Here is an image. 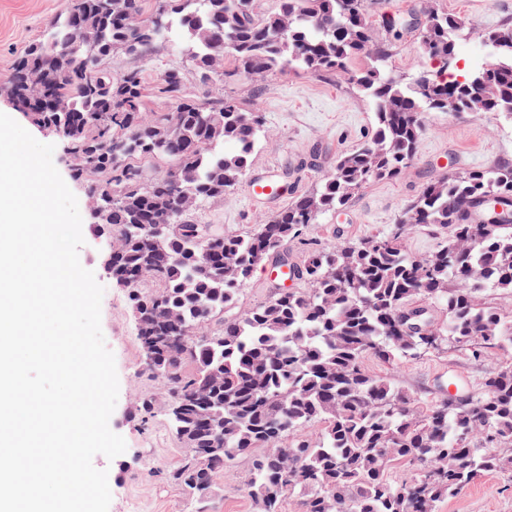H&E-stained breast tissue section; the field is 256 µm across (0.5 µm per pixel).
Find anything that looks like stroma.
<instances>
[{
  "mask_svg": "<svg viewBox=\"0 0 512 512\" xmlns=\"http://www.w3.org/2000/svg\"><path fill=\"white\" fill-rule=\"evenodd\" d=\"M464 29L457 40V61L466 71L487 54L484 37L496 28L512 25V0H439ZM67 0H0V74L7 73L26 47L64 12ZM171 33L156 53L141 58L118 54L108 62L113 73L138 65L147 84H156L165 68L181 65L185 56ZM390 70L414 75L433 73L439 63L422 55L415 37L393 40ZM187 85L201 97L231 96L246 109H257L263 135L256 144L247 179L262 176L269 168L283 172L290 196L311 191L332 169L339 154L359 148L370 139L375 114L368 101L357 94L344 75L315 76L292 70H277L263 80L228 78L202 84L188 72ZM0 112L6 113L38 141L54 146L53 162L76 195L83 213L84 243L79 249L81 265L92 270L103 286L101 327L112 351L119 379V397L110 418V428L121 435L126 451L114 459L96 455L93 464L109 472L112 500L109 512H194L182 491L168 474L179 463L184 448L171 430L168 408L171 398L161 379L143 369L144 355L137 338L128 292L116 286L103 267V251L109 236L87 219L83 183L73 180V159L66 142L51 129L35 125L0 95ZM512 163V119L489 112H425L417 156L399 177L379 179L362 188L341 214H326L310 225L301 239L289 242L283 253L296 261L310 248H324L343 240H360L390 230L400 220L406 205L422 186L442 168L482 170ZM273 203L254 204L238 185L224 197L199 204L189 216L194 224H210L223 233L241 234L252 224L276 213ZM500 351L478 359L467 350L452 348L420 356L402 368L368 357L367 371L392 376L416 394L421 405L448 395V376L455 373L480 391L489 369L499 363ZM152 399L154 415L144 418L142 402ZM250 458L242 456L217 481L218 491L208 512H253L247 482ZM438 512H512V474L476 478L457 497L440 503Z\"/></svg>",
  "mask_w": 512,
  "mask_h": 512,
  "instance_id": "1",
  "label": "stroma"
}]
</instances>
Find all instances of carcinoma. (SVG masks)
Segmentation results:
<instances>
[{
	"mask_svg": "<svg viewBox=\"0 0 512 512\" xmlns=\"http://www.w3.org/2000/svg\"><path fill=\"white\" fill-rule=\"evenodd\" d=\"M393 36L418 32L420 52L457 55L461 23L421 0L416 26L386 21ZM205 82L258 81L294 67L347 72L375 107L362 147L336 158L316 189L253 225L224 235L191 224L201 201L242 182L262 131L259 116L232 97L188 92L181 66L152 89L131 67L105 61L155 52L173 28ZM497 53L480 70L407 77L386 70L364 0H68L59 19L13 65L0 94L84 156L73 177L86 194L112 192L94 214L112 237V280L126 284L145 371L166 382L168 412L185 455L171 480L205 512L217 477L253 448L248 495L254 512H281L285 493L305 512H436L482 474L512 471V315L486 297L512 293V222L472 224L469 211L512 210V165L451 169L428 181L387 233L310 250L292 268L300 288H277L266 303L236 311L254 268L280 255L327 212L344 210L376 179L395 178L418 150L422 112L504 113L512 118V28L488 33ZM166 110L146 116L151 94ZM232 142L236 151L217 150ZM170 162L151 175L146 162ZM438 224L448 241L424 258L407 252L408 228ZM157 283L143 288L142 276ZM443 304L442 323L404 328L400 314ZM498 349L506 360L478 394L461 392L424 409L390 377L369 373L371 356L401 367L424 353ZM323 424L315 439L305 429ZM418 473L395 481L393 463Z\"/></svg>",
	"mask_w": 512,
	"mask_h": 512,
	"instance_id": "obj_1",
	"label": "carcinoma"
}]
</instances>
